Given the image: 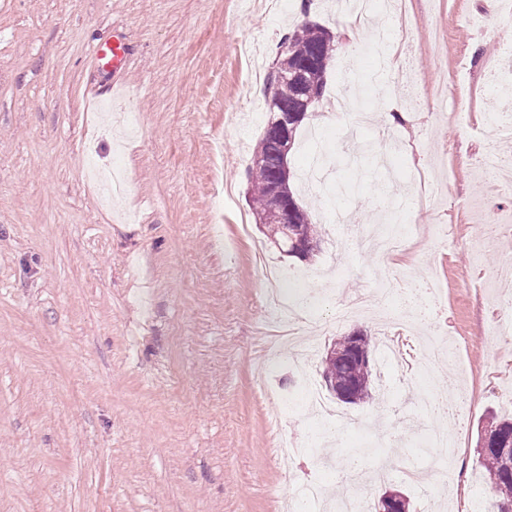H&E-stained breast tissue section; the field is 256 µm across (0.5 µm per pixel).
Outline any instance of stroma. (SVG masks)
Listing matches in <instances>:
<instances>
[{"label":"stroma","instance_id":"35a3bbf8","mask_svg":"<svg viewBox=\"0 0 512 512\" xmlns=\"http://www.w3.org/2000/svg\"><path fill=\"white\" fill-rule=\"evenodd\" d=\"M410 28L387 53L410 79L389 106L397 149L361 153L342 166V129L332 131L339 203L299 184L313 155L311 134L325 108L303 120L288 156L298 204L324 238L309 260L289 256L251 221L247 169L263 123L249 110L253 54L274 64L298 20L337 31L325 0H286L271 16L250 0H0V512H284L289 489L310 476L308 457L292 466L272 454L275 432L308 447L315 431L302 407L280 429L272 394H288L287 340L265 327V252L285 275L335 260L340 275L304 312L330 324L317 352L356 330L380 336L370 311L339 319L350 288H422L424 321L401 329L404 357L440 324L451 342L434 385L448 399L466 393L470 411L452 416L456 446L450 490L427 498L404 469L432 455L433 421L403 385L398 364L374 355L388 394L341 405L368 421L323 451L340 496L377 502L403 492L411 512H490L476 461L489 416L512 417V336L491 324L512 301L493 281L512 257V188L480 175L487 150L512 153L499 131L512 103L490 92L512 66V14L494 0H405ZM127 43L121 89L92 57L94 45ZM359 45L336 55L325 96L361 80L380 98L381 63ZM102 91L103 104L85 94ZM440 193L416 211L404 247L384 257L337 250L328 211L355 227L396 225L378 217L374 195ZM247 228H240V216ZM362 471L392 465L378 484H355L343 462Z\"/></svg>","mask_w":512,"mask_h":512}]
</instances>
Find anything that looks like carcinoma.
Masks as SVG:
<instances>
[{
    "label": "carcinoma",
    "instance_id": "carcinoma-1",
    "mask_svg": "<svg viewBox=\"0 0 512 512\" xmlns=\"http://www.w3.org/2000/svg\"><path fill=\"white\" fill-rule=\"evenodd\" d=\"M289 50L280 54L276 62L277 74L296 68L307 54L316 53V63L308 70L306 91L311 99L319 100L326 86V73L334 55V37L318 24H308L296 29L287 39ZM271 97L268 120L277 115V103L290 101L297 93L296 87L283 80L272 79L267 88ZM273 166L254 168L251 172L250 202L254 214H259L269 204L268 188ZM349 337L342 336L322 358L323 379H336L339 386H348L352 391L351 403L365 401L371 394L372 370L352 369L345 362ZM484 476L496 475L495 483L489 484L492 512H512V451L503 452L489 448L477 453Z\"/></svg>",
    "mask_w": 512,
    "mask_h": 512
}]
</instances>
